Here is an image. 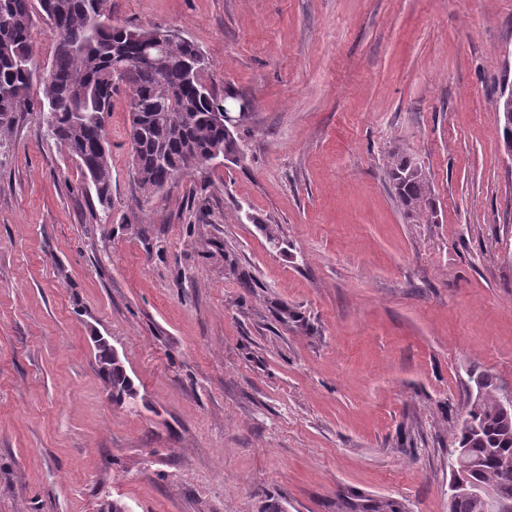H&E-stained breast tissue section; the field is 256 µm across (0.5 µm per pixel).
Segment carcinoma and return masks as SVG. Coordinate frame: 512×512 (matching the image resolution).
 <instances>
[{
  "label": "carcinoma",
  "mask_w": 512,
  "mask_h": 512,
  "mask_svg": "<svg viewBox=\"0 0 512 512\" xmlns=\"http://www.w3.org/2000/svg\"><path fill=\"white\" fill-rule=\"evenodd\" d=\"M41 19L58 33L48 71L39 82L37 99L29 95L37 78L32 31ZM157 30L112 21L111 0H0V138L6 137L20 112L44 117L45 135L71 160L85 157L96 168L95 194L106 209L112 199V157L106 129L112 98L128 89L126 129L131 164L142 197L150 199L173 180L205 168L214 149L224 160H239L235 136L224 133L214 113L224 111V98L209 84L208 58L190 40L169 32L164 52L154 55L150 44ZM130 62L121 82L115 66ZM387 176L410 224H430L435 218L432 188L422 166L401 148L386 160ZM99 367L108 370L112 392L120 397L135 390L122 362H112L96 350ZM482 395L469 403L463 421L454 428L458 442L469 441L471 477L512 503V471L500 460L512 458V417H503L498 389L479 379ZM337 512H401L387 500L359 496L341 498ZM448 512H485L482 500L460 489Z\"/></svg>",
  "instance_id": "1"
}]
</instances>
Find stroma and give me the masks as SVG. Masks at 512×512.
<instances>
[{
  "label": "stroma",
  "mask_w": 512,
  "mask_h": 512,
  "mask_svg": "<svg viewBox=\"0 0 512 512\" xmlns=\"http://www.w3.org/2000/svg\"><path fill=\"white\" fill-rule=\"evenodd\" d=\"M250 99L241 159L140 202L117 93L112 211L16 116L0 139V512H448L452 430L512 390V0H112ZM437 205L407 223L385 158ZM277 227L269 240L264 224ZM124 356L109 398L92 338ZM504 108L502 112L496 113V120L505 131L506 153L512 156V86L502 91ZM387 176L410 224H431L435 218L432 188L422 166L403 149H393L386 160ZM93 342L96 347L105 346L109 350V359L105 350L101 348L96 350L99 373L103 381L106 382V379L101 374V368L105 367L108 370V375L112 383V396L109 395V397L112 399L113 392L117 397H121L123 394H128L129 392L136 390L133 381L126 373L122 360L115 362L112 361V357L116 360L120 359L118 350L112 346L107 338L101 335L93 336ZM110 361H112V363ZM137 397L138 393L134 392L130 393L128 396L123 395L122 404L135 405L137 403ZM398 505L387 500L365 499L359 496L340 498L336 512H401Z\"/></svg>",
  "instance_id": "obj_1"
}]
</instances>
